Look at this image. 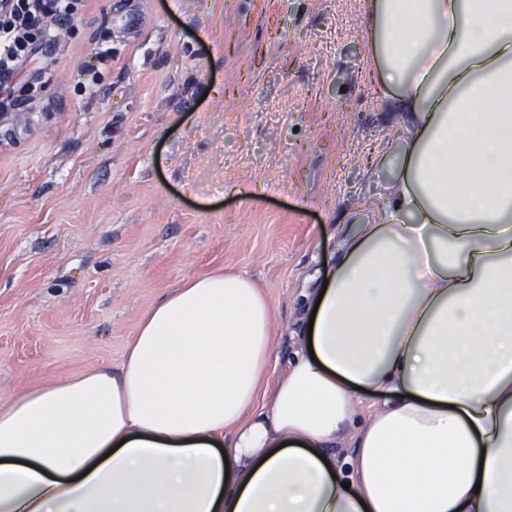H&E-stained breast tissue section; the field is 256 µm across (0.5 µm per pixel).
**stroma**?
I'll return each mask as SVG.
<instances>
[{"label":"stroma","mask_w":512,"mask_h":512,"mask_svg":"<svg viewBox=\"0 0 512 512\" xmlns=\"http://www.w3.org/2000/svg\"><path fill=\"white\" fill-rule=\"evenodd\" d=\"M367 40L363 0H84L0 112V401L119 364L218 270L268 299L281 374L298 294L396 165Z\"/></svg>","instance_id":"obj_1"}]
</instances>
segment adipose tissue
<instances>
[{"label": "adipose tissue", "mask_w": 512, "mask_h": 512, "mask_svg": "<svg viewBox=\"0 0 512 512\" xmlns=\"http://www.w3.org/2000/svg\"><path fill=\"white\" fill-rule=\"evenodd\" d=\"M364 7L402 146L311 346L269 382L265 295L184 280L120 364L0 403V512H512V0Z\"/></svg>", "instance_id": "ef3b65f1"}]
</instances>
